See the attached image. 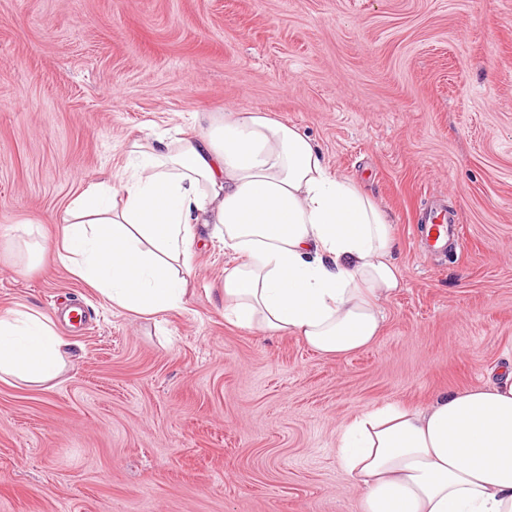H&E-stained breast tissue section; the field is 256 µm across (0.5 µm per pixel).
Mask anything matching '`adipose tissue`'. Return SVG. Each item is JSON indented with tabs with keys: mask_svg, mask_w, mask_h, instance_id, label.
<instances>
[{
	"mask_svg": "<svg viewBox=\"0 0 512 512\" xmlns=\"http://www.w3.org/2000/svg\"><path fill=\"white\" fill-rule=\"evenodd\" d=\"M197 131L133 144L116 184L68 207L58 260L112 305L182 307L203 226L240 261L224 269V316L337 359L374 342L381 303L403 286L390 219L321 147L259 111L194 116ZM68 343L51 319L0 313V376L56 378ZM336 457L363 512H512V366L419 409L389 402L336 430Z\"/></svg>",
	"mask_w": 512,
	"mask_h": 512,
	"instance_id": "adipose-tissue-1",
	"label": "adipose tissue"
}]
</instances>
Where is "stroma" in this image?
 I'll return each instance as SVG.
<instances>
[{
	"mask_svg": "<svg viewBox=\"0 0 512 512\" xmlns=\"http://www.w3.org/2000/svg\"><path fill=\"white\" fill-rule=\"evenodd\" d=\"M296 126L388 213L404 286L330 359L229 323L201 235L183 308L104 300L54 257L68 205L192 115ZM434 201L460 238L430 250ZM42 231L40 259L4 241ZM58 320L63 372L0 379V512H362L336 426L512 359V0H0V312Z\"/></svg>",
	"mask_w": 512,
	"mask_h": 512,
	"instance_id": "35a3bbf8",
	"label": "stroma"
}]
</instances>
